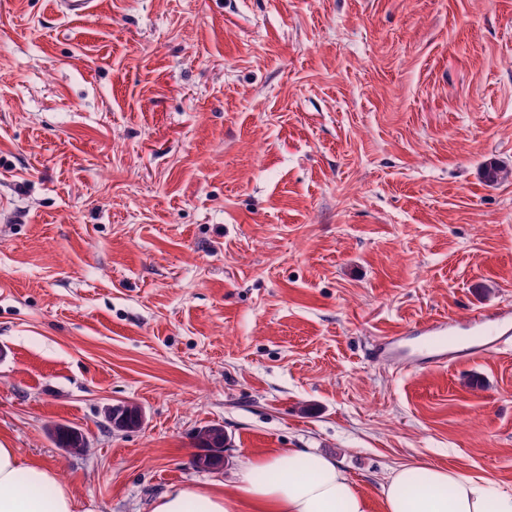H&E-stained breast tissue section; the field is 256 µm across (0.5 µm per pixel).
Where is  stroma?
<instances>
[{"label": "stroma", "instance_id": "35a3bbf8", "mask_svg": "<svg viewBox=\"0 0 512 512\" xmlns=\"http://www.w3.org/2000/svg\"><path fill=\"white\" fill-rule=\"evenodd\" d=\"M488 159L512 167V0H0V441L92 512L277 448L373 498L414 460L511 489L512 346L371 355L512 305ZM53 437L60 448H65L68 451L73 448H77L74 451H80L87 446L83 434L76 432L70 426H58L53 431ZM224 441V429L217 426H206L201 428L197 433V439L204 448H211L215 453L199 456L195 460V467L201 470H208L218 465L220 456L217 453L221 451L215 448H224L218 446V439Z\"/></svg>", "mask_w": 512, "mask_h": 512}]
</instances>
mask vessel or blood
I'll return each instance as SVG.
<instances>
[{
	"label": "vessel or blood",
	"mask_w": 512,
	"mask_h": 512,
	"mask_svg": "<svg viewBox=\"0 0 512 512\" xmlns=\"http://www.w3.org/2000/svg\"><path fill=\"white\" fill-rule=\"evenodd\" d=\"M474 321L478 326V339L472 345L455 344L448 336V325L436 322L423 327L416 350L427 364L442 367L461 359L481 354L489 349H500L512 345V317L505 313L490 316L476 313ZM377 358L385 363L401 364L407 359L400 337H389L376 352Z\"/></svg>",
	"instance_id": "vessel-or-blood-1"
}]
</instances>
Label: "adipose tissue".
Wrapping results in <instances>:
<instances>
[{
	"mask_svg": "<svg viewBox=\"0 0 512 512\" xmlns=\"http://www.w3.org/2000/svg\"><path fill=\"white\" fill-rule=\"evenodd\" d=\"M55 472L0 442V512H79ZM151 512H512V492L453 468L411 463L393 469L372 505L335 458L282 448L244 459L232 490L173 485Z\"/></svg>",
	"mask_w": 512,
	"mask_h": 512,
	"instance_id": "obj_1",
	"label": "adipose tissue"
}]
</instances>
